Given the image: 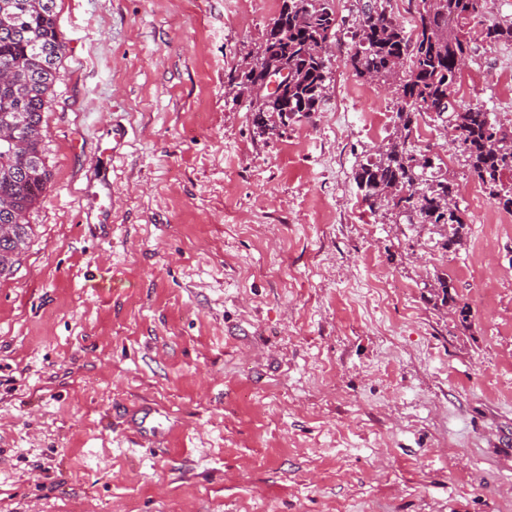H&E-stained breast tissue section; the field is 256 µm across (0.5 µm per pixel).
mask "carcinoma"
I'll return each mask as SVG.
<instances>
[{
    "mask_svg": "<svg viewBox=\"0 0 512 512\" xmlns=\"http://www.w3.org/2000/svg\"><path fill=\"white\" fill-rule=\"evenodd\" d=\"M57 0H0V70L9 81L0 84V224L12 236L0 238V277L13 274L33 235L26 214L45 196L51 172L43 151V116L54 101V86L66 53L58 32ZM386 0H364L351 31L355 52L350 65L367 81L393 88L401 108L395 116L394 139L355 172L362 203L372 213L385 211L406 224L446 228L442 248L456 249L468 234L460 209L447 207L458 197L457 185L427 167L413 165L423 150L416 144L417 116L430 105L447 100V111L436 119L457 130L454 142L465 155L471 174L490 198L512 209V130L504 129L482 107L454 99L465 53V27L484 24L485 0H418L412 34L385 6ZM339 23L332 0H282L274 26L266 32L264 52L290 79L285 93L273 102L256 101L251 89L258 80L249 63L229 74L231 83L248 99L254 125L275 128L283 117L316 112L329 79L323 46L334 42ZM489 42H512V23L482 28ZM409 70H403L405 59ZM430 300L458 309L467 323L466 308H457L455 289L437 278Z\"/></svg>",
    "mask_w": 512,
    "mask_h": 512,
    "instance_id": "cac0c4a2",
    "label": "carcinoma"
}]
</instances>
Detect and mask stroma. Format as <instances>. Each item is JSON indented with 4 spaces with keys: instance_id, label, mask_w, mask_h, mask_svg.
<instances>
[{
    "instance_id": "35a3bbf8",
    "label": "stroma",
    "mask_w": 512,
    "mask_h": 512,
    "mask_svg": "<svg viewBox=\"0 0 512 512\" xmlns=\"http://www.w3.org/2000/svg\"><path fill=\"white\" fill-rule=\"evenodd\" d=\"M280 5L57 0L51 183L0 279V512H512V213L427 114L464 246L363 206L398 100L347 63L358 0L319 111L259 133L228 75ZM480 29L461 74L512 128V42ZM431 291L430 301H434V307H438V304H440L441 307H448L452 310L455 309L456 312H459L461 323H467L466 308L462 306L457 310L455 289L452 284L448 282V278L438 277L437 287L433 288Z\"/></svg>"
}]
</instances>
